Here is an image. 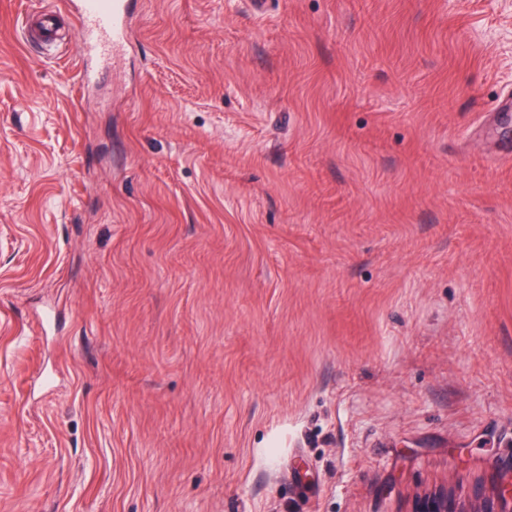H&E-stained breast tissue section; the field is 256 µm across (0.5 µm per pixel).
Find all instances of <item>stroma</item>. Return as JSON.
Wrapping results in <instances>:
<instances>
[{
    "mask_svg": "<svg viewBox=\"0 0 512 512\" xmlns=\"http://www.w3.org/2000/svg\"><path fill=\"white\" fill-rule=\"evenodd\" d=\"M0 0V512H413L512 466V0ZM79 29L76 51L86 62L85 83L95 81L98 67L130 44L132 0H69ZM22 24L28 37H34L48 50L57 45L56 16L54 12H27Z\"/></svg>",
    "mask_w": 512,
    "mask_h": 512,
    "instance_id": "35a3bbf8",
    "label": "stroma"
}]
</instances>
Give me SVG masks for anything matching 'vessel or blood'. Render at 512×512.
<instances>
[{
	"label": "vessel or blood",
	"mask_w": 512,
	"mask_h": 512,
	"mask_svg": "<svg viewBox=\"0 0 512 512\" xmlns=\"http://www.w3.org/2000/svg\"><path fill=\"white\" fill-rule=\"evenodd\" d=\"M79 29L76 50L85 60V83L95 81L98 68L130 44L132 0H69ZM27 36L46 49L57 44L56 16L51 12H27L22 18Z\"/></svg>",
	"instance_id": "obj_1"
}]
</instances>
